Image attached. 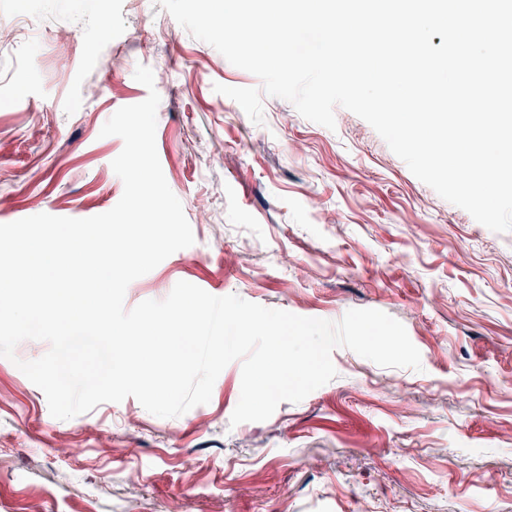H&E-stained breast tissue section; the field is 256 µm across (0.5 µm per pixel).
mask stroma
I'll return each mask as SVG.
<instances>
[{"instance_id": "1", "label": "stroma", "mask_w": 512, "mask_h": 512, "mask_svg": "<svg viewBox=\"0 0 512 512\" xmlns=\"http://www.w3.org/2000/svg\"><path fill=\"white\" fill-rule=\"evenodd\" d=\"M1 20L19 38L0 49V224L118 203L124 142L100 131L147 98L148 66L167 76L156 149L195 242L126 308L183 280L303 317L380 310L422 368L339 348L336 378L234 426L237 361L177 418L128 397L59 420L0 358V512H512V232L442 199L345 108L331 130L267 96L253 123L213 86L260 80L155 0H0Z\"/></svg>"}]
</instances>
